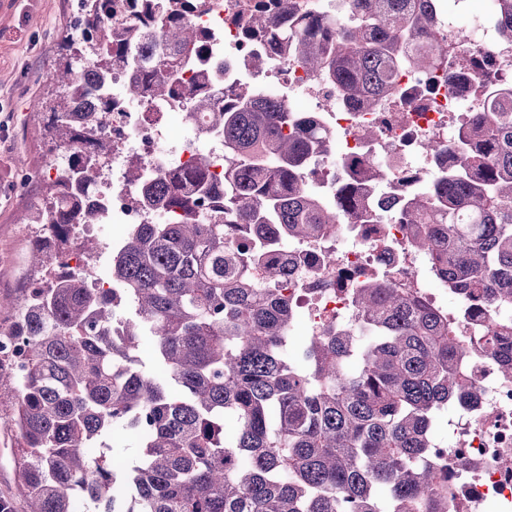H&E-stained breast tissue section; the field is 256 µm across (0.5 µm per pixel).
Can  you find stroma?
I'll return each instance as SVG.
<instances>
[{
    "instance_id": "1",
    "label": "stroma",
    "mask_w": 512,
    "mask_h": 512,
    "mask_svg": "<svg viewBox=\"0 0 512 512\" xmlns=\"http://www.w3.org/2000/svg\"><path fill=\"white\" fill-rule=\"evenodd\" d=\"M78 0H0V327L18 314L26 284L38 280L35 246H48L40 228L25 223L44 198L39 173L49 147L39 101L54 96V68L78 35ZM15 390L0 388V497L24 512L17 489V448L9 415Z\"/></svg>"
}]
</instances>
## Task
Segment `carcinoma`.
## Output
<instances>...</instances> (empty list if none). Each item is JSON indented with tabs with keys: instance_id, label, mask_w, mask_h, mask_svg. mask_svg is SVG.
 Here are the masks:
<instances>
[{
	"instance_id": "1",
	"label": "carcinoma",
	"mask_w": 512,
	"mask_h": 512,
	"mask_svg": "<svg viewBox=\"0 0 512 512\" xmlns=\"http://www.w3.org/2000/svg\"><path fill=\"white\" fill-rule=\"evenodd\" d=\"M292 0H245L224 27L251 45L299 59L339 102L376 112L396 96V74L423 81L448 58L435 32L438 0H349L346 21ZM84 36L71 41L41 104L70 168L47 180L49 197L29 216L48 224L55 253L72 250L71 227L100 211L70 195L96 183L112 151L109 70L131 51L162 49L125 86L133 101L189 96L198 136L224 137V181L207 153L141 183V201L170 216L132 224L112 252V285L83 273L47 271L8 332L23 337L29 374L0 368L17 395L11 422L26 512H448L451 463L430 460L436 413L474 403L457 322L395 283L352 289L354 327L328 324L291 353L294 305L281 246L329 235L370 207L379 173L363 161L345 171L325 203L298 168L327 154L334 131L294 123L288 103L249 86L217 92L201 67L191 87L183 62L205 61L210 32L193 17L205 0H80ZM492 23L512 42V0ZM477 121L462 127L452 168L393 212L407 246L440 281L483 306L512 308V85L493 76ZM126 336L112 339V323ZM153 358L133 351L142 339ZM481 352L512 375V323L487 326ZM135 431L137 453L119 450Z\"/></svg>"
}]
</instances>
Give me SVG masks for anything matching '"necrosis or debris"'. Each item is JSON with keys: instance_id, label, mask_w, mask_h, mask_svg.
<instances>
[{"instance_id": "obj_1", "label": "necrosis or debris", "mask_w": 512, "mask_h": 512, "mask_svg": "<svg viewBox=\"0 0 512 512\" xmlns=\"http://www.w3.org/2000/svg\"><path fill=\"white\" fill-rule=\"evenodd\" d=\"M235 4L236 0H207L205 12L197 17L218 38L209 63L241 56L237 43L223 36L224 16ZM495 8V0H488L481 13L466 10L443 18L439 34L448 41V72L454 82L436 89L420 109L401 110L388 102L379 112L354 111L337 104L335 94L294 59L271 60L269 79L261 72L237 68L224 77L225 84L246 81L264 96L286 101L293 113L314 112L334 119L335 153L311 155L301 176L304 188L322 201L332 199L340 175L337 157L353 155L385 163L387 189L374 194L377 219L373 225L341 224L333 238L285 246L287 255L302 259L287 278L288 289L305 308L303 318L311 336L324 323L339 327L357 323L350 288L382 274L458 321L463 344L474 350L466 360L467 370L482 396L476 404L455 406L447 434L432 437L434 456L453 463L449 487L454 512H512V468L504 464L512 457V376L501 375L493 360L476 352L487 323L503 318L504 313L488 307L474 309L469 297L452 294L431 273L426 257L406 248V227L394 221L391 213L405 190L418 191L429 184L437 161L428 143L437 138L455 146L459 129L470 124L482 107L485 80L476 62L487 61L497 73L512 74V42L501 40L491 25ZM187 112L185 99L179 98L128 102L109 114L112 160L84 195L86 201L104 206V223L163 221V213L135 204L139 189L127 182L126 172L135 165L150 180L188 163L194 139L176 143L166 136L167 123H187Z\"/></svg>"}]
</instances>
